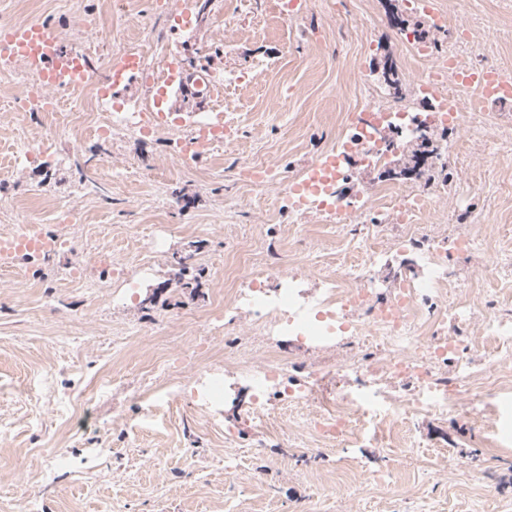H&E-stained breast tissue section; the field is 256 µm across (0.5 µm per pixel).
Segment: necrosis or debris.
Instances as JSON below:
<instances>
[{
	"mask_svg": "<svg viewBox=\"0 0 512 512\" xmlns=\"http://www.w3.org/2000/svg\"><path fill=\"white\" fill-rule=\"evenodd\" d=\"M463 90V85L454 79L437 80L428 76L419 82L411 104L399 106L386 99H369L357 119L347 125L342 138L321 158L322 163L332 165L333 172L319 186L316 209L343 213L344 199L336 189L337 184L348 178L353 166L375 167L387 162L398 147V139L412 137L414 130L444 133L482 122L485 106H473L471 99L463 97ZM373 192L381 211L395 215L397 223L410 227L430 215V202L413 189L381 182L375 185ZM447 285L446 269L432 257L426 263L422 278L400 281L389 302L373 309L369 306L372 285L360 265L341 276H326L323 293L314 301L303 297L297 286L286 279L275 294L259 293L252 272L242 271L233 290V302L257 314L261 335L278 336L294 330L316 340L330 336L333 331L332 325L313 321L312 316L319 309L328 308L342 315L353 307L363 310V317L350 327L352 335L378 340L387 349L388 356L381 364L360 359L349 363L348 368L356 380L383 374L392 379L412 378L425 387L439 385L441 399L428 402L427 407L444 412L455 406L458 399L469 395L470 386L462 377L445 382L436 380V364L446 360L459 344L455 339L432 335V323L423 320L420 312L423 306L440 300ZM279 371V366L273 364L249 371L253 392L262 397L273 395L286 406L299 404L303 393L294 384L280 381ZM356 415L370 423L387 417L386 412L371 404L357 402L340 392L332 414L309 421L307 429L323 438L338 439L348 432L350 420Z\"/></svg>",
	"mask_w": 512,
	"mask_h": 512,
	"instance_id": "1",
	"label": "necrosis or debris"
}]
</instances>
